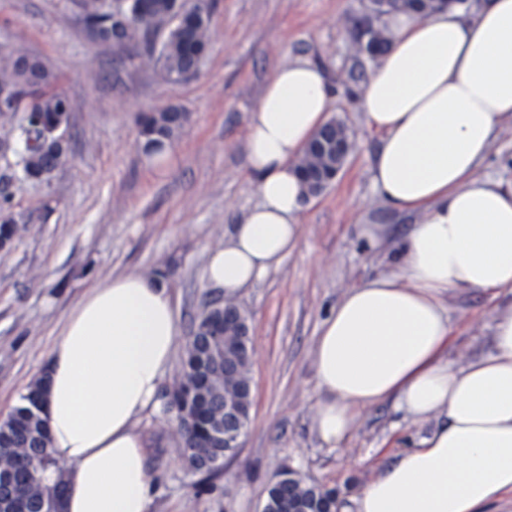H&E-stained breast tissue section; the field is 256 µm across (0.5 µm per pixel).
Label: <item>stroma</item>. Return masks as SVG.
<instances>
[{
	"mask_svg": "<svg viewBox=\"0 0 512 512\" xmlns=\"http://www.w3.org/2000/svg\"><path fill=\"white\" fill-rule=\"evenodd\" d=\"M368 0H208L210 49L197 75L169 81L139 43L92 41L75 0H0V47L42 60L74 106L66 157L47 179H24L14 129L21 113L0 114V201L19 227L0 250V418L18 405L49 363L71 306L113 276L161 277L180 336L206 302L223 298L204 278L208 253L257 203L246 169L250 111L266 80L297 58L330 77L355 63L353 22ZM340 86L333 118L354 141L336 181L307 200L297 250L234 301L249 315L253 403L236 454L218 473L188 470L170 415L162 408L136 421L158 493L149 512H259L278 474L338 489L350 503L398 455L425 436L391 406L361 412L349 437L331 449L312 422L320 399L312 351L322 322L343 295L399 270L397 243L416 217L395 212L371 180L381 133L369 128L352 92ZM177 107L188 120L173 140L171 163L149 166L138 145L141 115ZM480 174L512 178V120L496 132ZM362 224L386 239L370 248ZM453 367L492 351L499 304L490 294H449Z\"/></svg>",
	"mask_w": 512,
	"mask_h": 512,
	"instance_id": "stroma-1",
	"label": "stroma"
}]
</instances>
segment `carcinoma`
<instances>
[{
	"label": "carcinoma",
	"instance_id": "1",
	"mask_svg": "<svg viewBox=\"0 0 512 512\" xmlns=\"http://www.w3.org/2000/svg\"><path fill=\"white\" fill-rule=\"evenodd\" d=\"M450 3L464 4L466 0H427L417 7L413 0H385L376 8L369 6L370 24L373 37L381 41L384 30L377 25V19L394 10H421L424 15ZM153 13L159 19H166L169 25L161 44H156L155 33L149 26L130 16L120 23L112 18L110 0H79L82 21L98 28L103 41L112 39V32L120 31V37L129 41L141 38L145 53L155 59L161 71L171 80L199 66L208 50L207 32L210 27V13H198L183 20L174 21L176 0H151ZM37 84L44 89L36 116L21 121L17 136L23 144L20 164L26 178H39L48 172L57 153V145L43 139L63 120H69L73 105L56 88L57 77L38 58L11 49H0V90L21 92L27 86ZM186 121V113L175 107H168L144 117L140 122L139 138L144 149H149L159 138L173 139ZM193 337L186 344L181 358L179 381L184 382L203 376L208 372L217 373L223 367V359L235 362L239 382L249 377L250 359L237 354V339L210 341L208 337L224 335V304L211 303L198 317L192 328ZM42 381L33 383L22 396V404L15 407L8 416L0 420V456L10 458L14 449L28 450L24 459L16 461L23 468L21 476L9 472L0 475L3 498L13 493H27L36 490L39 496L49 499L53 492L44 484V473L55 464L48 447L47 434L41 411L38 410ZM227 388L218 380H210L200 387L201 410L198 418L188 422L179 414L173 420L182 438V455L188 468L194 472H215L223 468L224 448H201L197 443L199 430L203 426L216 427L224 424V392ZM337 491L320 485L300 483L295 480L277 479L270 485L267 500L273 505L271 512H333L336 509Z\"/></svg>",
	"mask_w": 512,
	"mask_h": 512
}]
</instances>
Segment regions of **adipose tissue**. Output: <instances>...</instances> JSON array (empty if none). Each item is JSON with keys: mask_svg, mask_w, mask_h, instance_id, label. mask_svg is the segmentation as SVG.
Segmentation results:
<instances>
[{"mask_svg": "<svg viewBox=\"0 0 512 512\" xmlns=\"http://www.w3.org/2000/svg\"><path fill=\"white\" fill-rule=\"evenodd\" d=\"M383 27L391 46L358 90L367 125L383 135L371 179L385 205L418 219L398 246L401 275L351 289L321 325L313 431L336 447L361 410L391 403L433 428L365 485L352 512H488L512 495V306L493 324V353L455 368L444 301L459 289L512 295V180L478 172L512 119V0L393 13ZM337 94L307 60L268 78L247 140L259 202L205 268L226 296L297 248L308 199L298 159ZM177 336L156 276L113 277L68 313L45 404L60 466L45 479L62 480V512H148L156 481L134 422L156 405Z\"/></svg>", "mask_w": 512, "mask_h": 512, "instance_id": "1", "label": "adipose tissue"}]
</instances>
